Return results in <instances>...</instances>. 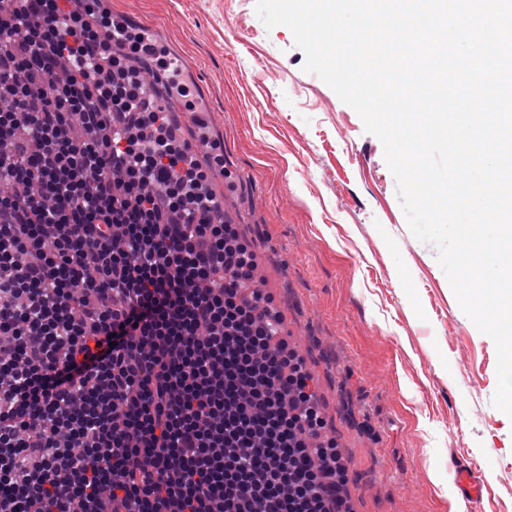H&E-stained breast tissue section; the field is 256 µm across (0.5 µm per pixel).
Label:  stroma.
Returning <instances> with one entry per match:
<instances>
[{"label":"stroma","instance_id":"obj_1","mask_svg":"<svg viewBox=\"0 0 512 512\" xmlns=\"http://www.w3.org/2000/svg\"><path fill=\"white\" fill-rule=\"evenodd\" d=\"M189 63L224 144L225 220L261 258L348 466L350 512H451L448 463L485 479L477 512H512V419L497 351L408 228L379 139L255 0H109Z\"/></svg>","mask_w":512,"mask_h":512}]
</instances>
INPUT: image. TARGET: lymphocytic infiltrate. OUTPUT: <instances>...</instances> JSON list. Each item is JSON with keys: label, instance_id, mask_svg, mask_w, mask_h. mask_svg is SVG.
<instances>
[{"label": "lymphocytic infiltrate", "instance_id": "obj_1", "mask_svg": "<svg viewBox=\"0 0 512 512\" xmlns=\"http://www.w3.org/2000/svg\"><path fill=\"white\" fill-rule=\"evenodd\" d=\"M143 33L0 0V512H346L257 256L149 106Z\"/></svg>", "mask_w": 512, "mask_h": 512}]
</instances>
